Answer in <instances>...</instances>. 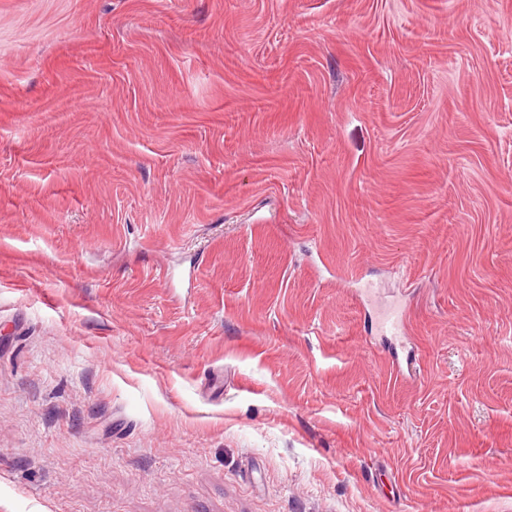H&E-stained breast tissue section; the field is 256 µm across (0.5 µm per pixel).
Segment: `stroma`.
<instances>
[{
  "mask_svg": "<svg viewBox=\"0 0 512 512\" xmlns=\"http://www.w3.org/2000/svg\"><path fill=\"white\" fill-rule=\"evenodd\" d=\"M0 512H512V0H0Z\"/></svg>",
  "mask_w": 512,
  "mask_h": 512,
  "instance_id": "35a3bbf8",
  "label": "stroma"
}]
</instances>
